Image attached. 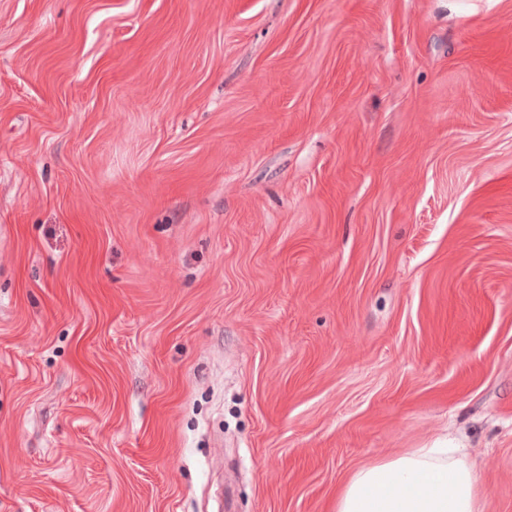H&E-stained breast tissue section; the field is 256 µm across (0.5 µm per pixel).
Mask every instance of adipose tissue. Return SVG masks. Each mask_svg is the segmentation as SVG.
I'll use <instances>...</instances> for the list:
<instances>
[{
  "label": "adipose tissue",
  "mask_w": 512,
  "mask_h": 512,
  "mask_svg": "<svg viewBox=\"0 0 512 512\" xmlns=\"http://www.w3.org/2000/svg\"><path fill=\"white\" fill-rule=\"evenodd\" d=\"M336 512H481L479 478L451 448H416L360 468Z\"/></svg>",
  "instance_id": "1"
}]
</instances>
